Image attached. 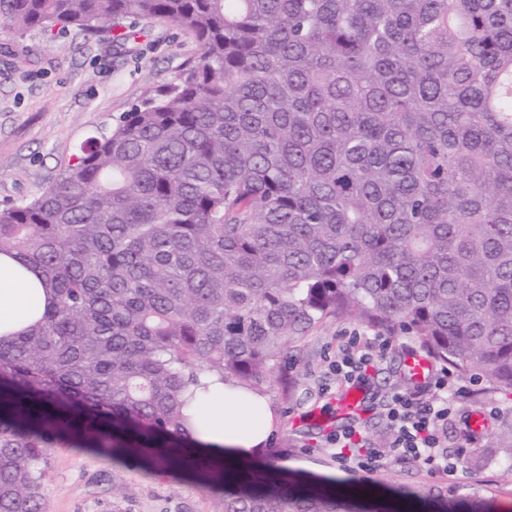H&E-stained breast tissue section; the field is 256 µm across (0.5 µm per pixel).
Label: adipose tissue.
<instances>
[{"label":"adipose tissue","instance_id":"adipose-tissue-1","mask_svg":"<svg viewBox=\"0 0 512 512\" xmlns=\"http://www.w3.org/2000/svg\"><path fill=\"white\" fill-rule=\"evenodd\" d=\"M46 299L37 271L0 254V337L25 331L39 318ZM209 384L211 395L197 402V456L227 467L261 462L273 426L267 397L214 377Z\"/></svg>","mask_w":512,"mask_h":512}]
</instances>
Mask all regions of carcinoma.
Returning a JSON list of instances; mask_svg holds the SVG:
<instances>
[{
  "mask_svg": "<svg viewBox=\"0 0 512 512\" xmlns=\"http://www.w3.org/2000/svg\"><path fill=\"white\" fill-rule=\"evenodd\" d=\"M130 18L196 56L0 208V252L52 291L0 339V512H47L57 447L185 461L224 512H378L201 462L189 387L257 385L352 315L512 393V0H0L21 62L32 30Z\"/></svg>",
  "mask_w": 512,
  "mask_h": 512,
  "instance_id": "carcinoma-1",
  "label": "carcinoma"
}]
</instances>
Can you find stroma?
<instances>
[{
  "mask_svg": "<svg viewBox=\"0 0 512 512\" xmlns=\"http://www.w3.org/2000/svg\"><path fill=\"white\" fill-rule=\"evenodd\" d=\"M25 65H14L0 39V206L28 202L57 179L89 137L108 132L124 112L171 82L197 52L193 34L163 19L135 20L124 37L104 40L78 30L46 42L38 31L24 40ZM388 337L389 348L361 381L366 408L349 419L336 400L348 385L331 370L346 337ZM419 338L387 334L346 316L330 318L292 343L258 388L276 417L266 459L277 476L296 472L392 504L393 512H420L422 501L462 506L490 501L512 512V450L497 436L512 426V394L484 393L474 375L450 374L452 410L439 424L453 472L420 462L389 463L350 474L337 453L363 457L387 448L394 429L385 406L394 389L429 400L433 391L404 379V357L422 352ZM354 429L344 449L336 432ZM43 468L49 512H223L224 488L202 473L175 467L161 472L140 457L112 461L91 448L51 449Z\"/></svg>",
  "mask_w": 512,
  "mask_h": 512,
  "instance_id": "1",
  "label": "stroma"
}]
</instances>
